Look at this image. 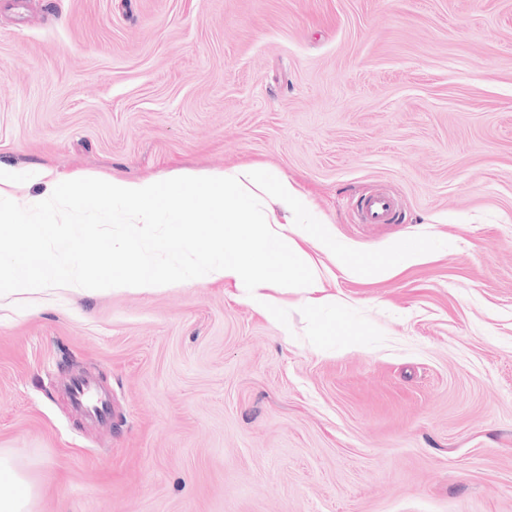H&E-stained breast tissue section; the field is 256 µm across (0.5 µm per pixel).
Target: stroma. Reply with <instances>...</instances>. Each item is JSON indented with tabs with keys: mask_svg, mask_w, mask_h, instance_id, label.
Returning <instances> with one entry per match:
<instances>
[{
	"mask_svg": "<svg viewBox=\"0 0 512 512\" xmlns=\"http://www.w3.org/2000/svg\"><path fill=\"white\" fill-rule=\"evenodd\" d=\"M0 164L168 181L288 177L353 258L425 239L381 281L316 253L335 308L231 284L0 301V448L36 512H512V0H0ZM394 195V223L358 200ZM37 188L0 198V256ZM70 264L112 237L197 263L194 219L44 214ZM112 394L93 428L59 384Z\"/></svg>",
	"mask_w": 512,
	"mask_h": 512,
	"instance_id": "35a3bbf8",
	"label": "stroma"
}]
</instances>
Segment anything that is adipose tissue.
<instances>
[{
	"mask_svg": "<svg viewBox=\"0 0 512 512\" xmlns=\"http://www.w3.org/2000/svg\"><path fill=\"white\" fill-rule=\"evenodd\" d=\"M33 183L43 186L33 203L44 212L68 205L77 191L123 203L137 224L156 223V205L162 200L183 222L202 214L207 219L213 255L205 280L234 283L249 300L265 307L274 303L267 294L271 288L299 295L316 311L335 306V295L326 293L316 264L303 248L307 242L343 258L346 274L361 281L391 277L430 256L429 249L418 242L392 247L382 263L347 260L346 248L324 229L310 201L286 176L250 165L208 174L188 173L165 187L151 178L81 180L73 185L45 168L17 172L0 167V197ZM288 226L293 229L289 236L284 233ZM19 234L26 244L23 256L0 259V300H41L74 289L147 292L166 283L197 278L187 267L147 264L139 245L123 237L113 238L105 255L112 275H89L60 259L57 225L23 224ZM38 494L34 464L0 449V512H35Z\"/></svg>",
	"mask_w": 512,
	"mask_h": 512,
	"instance_id": "adipose-tissue-1",
	"label": "adipose tissue"
}]
</instances>
